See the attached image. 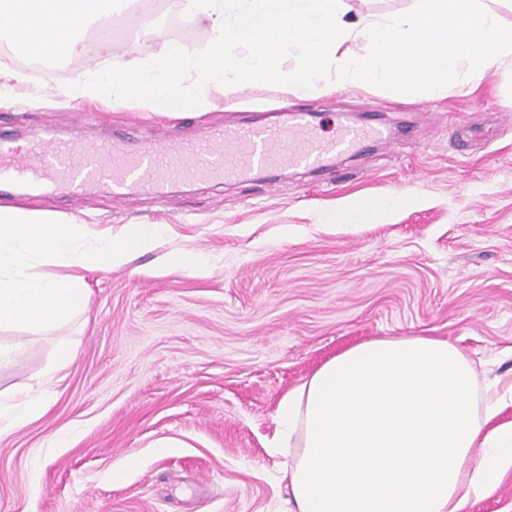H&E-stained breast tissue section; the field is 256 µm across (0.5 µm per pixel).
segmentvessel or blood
<instances>
[{
	"instance_id": "b4317fda",
	"label": "vessel or blood",
	"mask_w": 512,
	"mask_h": 512,
	"mask_svg": "<svg viewBox=\"0 0 512 512\" xmlns=\"http://www.w3.org/2000/svg\"><path fill=\"white\" fill-rule=\"evenodd\" d=\"M384 129L338 123L334 139L318 137L307 113L291 112L288 124L236 129L206 125L195 141L149 146L135 152L116 143L78 147L63 140L16 154L0 130V183H42L68 188L108 184L114 200L140 183L173 177L235 179L269 166L318 168L335 154L356 150L366 140L385 138Z\"/></svg>"
}]
</instances>
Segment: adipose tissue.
Instances as JSON below:
<instances>
[{
	"instance_id": "ef3b65f1",
	"label": "adipose tissue",
	"mask_w": 512,
	"mask_h": 512,
	"mask_svg": "<svg viewBox=\"0 0 512 512\" xmlns=\"http://www.w3.org/2000/svg\"><path fill=\"white\" fill-rule=\"evenodd\" d=\"M129 0H0V30L28 55L81 54L78 32L108 24ZM499 383L479 385L457 346L432 336L373 339L320 365L288 391L275 447L291 512H461L512 469V422ZM30 386L0 401V437L42 416Z\"/></svg>"
}]
</instances>
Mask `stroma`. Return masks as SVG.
Returning <instances> with one entry per match:
<instances>
[{"label": "stroma", "instance_id": "1", "mask_svg": "<svg viewBox=\"0 0 512 512\" xmlns=\"http://www.w3.org/2000/svg\"><path fill=\"white\" fill-rule=\"evenodd\" d=\"M113 21L112 48L8 90L16 104L0 107V127L16 143L190 142L208 122L232 128L291 110L314 114L329 140L370 107L396 137L316 172L144 185L118 202L104 186L1 192L0 206L94 232L167 231L122 267L84 272L90 299L74 323L0 330V345L16 350L0 366L5 396L42 380L57 347L75 353L46 387V413L0 438V512H288L285 458L271 447L277 406L365 340L435 336L474 360L479 382L512 379V63L439 97L401 99L359 80L311 96L255 84L174 117L61 94L78 75L210 40L181 0ZM144 23L160 38H140ZM199 251L212 259L204 275L169 262ZM63 428L70 440L54 444ZM161 439L171 447L160 454ZM130 455L140 467L113 481Z\"/></svg>", "mask_w": 512, "mask_h": 512}]
</instances>
